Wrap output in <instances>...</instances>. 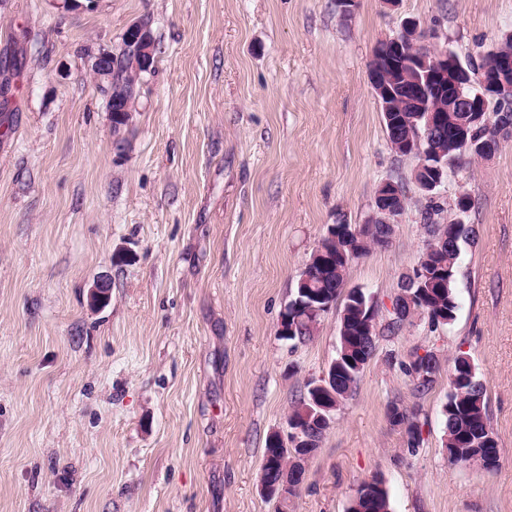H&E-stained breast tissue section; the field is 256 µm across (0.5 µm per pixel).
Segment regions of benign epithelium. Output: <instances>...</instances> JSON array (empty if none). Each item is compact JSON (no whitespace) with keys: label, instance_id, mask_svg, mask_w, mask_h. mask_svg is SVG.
<instances>
[{"label":"benign epithelium","instance_id":"obj_1","mask_svg":"<svg viewBox=\"0 0 512 512\" xmlns=\"http://www.w3.org/2000/svg\"><path fill=\"white\" fill-rule=\"evenodd\" d=\"M124 36L129 47L130 66L137 71L151 68L155 44L149 21L140 19L133 22L125 30ZM419 37V22L414 19L405 20L399 34L381 41L374 49L369 64V78L386 123L394 125L395 113L403 111L407 106L418 113L425 136L436 141L446 128L444 113L464 112L466 117L461 120L456 135L461 152H478L487 158L494 155L499 141L487 140L475 144L468 137V131L472 126L483 124L488 114L498 107L506 104L512 106V53L499 49L492 51L488 55L489 64L473 77L460 58L449 49L414 52L415 41ZM114 60L115 53L110 51H102L93 56L90 74L94 75L98 84L103 85L111 80ZM108 112L112 117L114 148L122 152L125 149L124 129L131 125L132 120V101L128 99L111 106ZM390 145L396 153L413 155L418 159L414 180L420 189L432 193L445 182L448 158L444 157L440 147L434 145L425 149L422 141H414L409 137L397 138ZM404 211L405 203L399 186L392 181H385L378 186L373 212L366 223L393 225ZM407 276L419 284L417 293L403 295L405 303L412 310L416 303L427 298L436 280L432 273L419 264ZM304 294L306 300H291L284 307L279 321L281 335H294L309 313L321 316L336 304V299H326L318 288H307ZM360 320L363 335L372 336L377 327V307L374 301H369V309L362 311ZM330 381L331 378L325 375L311 383L310 390L314 392L312 402L317 411L310 410L302 418L289 423L287 436L279 432L270 435L274 447L289 451L296 465L295 471L288 470L285 475L274 480L266 468L275 463V457L269 453L263 463L265 470L260 480L261 494L275 500L282 512L288 508V500L296 493V481L301 478L305 461L315 451L310 429L316 426L329 428L335 422L336 402L339 398L328 385Z\"/></svg>","mask_w":512,"mask_h":512}]
</instances>
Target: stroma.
Here are the masks:
<instances>
[{
    "mask_svg": "<svg viewBox=\"0 0 512 512\" xmlns=\"http://www.w3.org/2000/svg\"><path fill=\"white\" fill-rule=\"evenodd\" d=\"M143 17L155 70L120 155L89 69ZM408 18L423 45L478 63L512 34V0H356L348 15L336 0H0V512H275L266 440L338 348L337 306L310 342L278 332L310 254L329 225L366 220L381 182L403 185L389 242L348 267L383 325L428 238L417 160L392 150L368 78ZM434 201L475 230L456 317L378 331L288 512H348L374 478L390 512H512V135ZM428 352L420 392L407 367ZM461 352L487 384L490 469L444 446ZM393 403L415 412L419 447ZM387 417L393 426L404 428L408 447L415 448L419 446L421 442V430L412 412L407 408L393 403L388 407Z\"/></svg>",
    "mask_w": 512,
    "mask_h": 512,
    "instance_id": "stroma-1",
    "label": "stroma"
}]
</instances>
